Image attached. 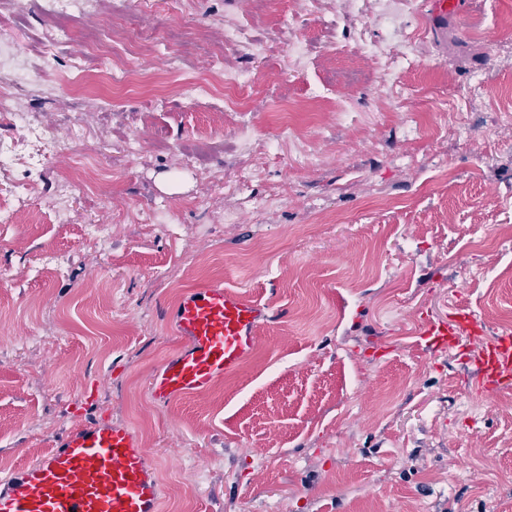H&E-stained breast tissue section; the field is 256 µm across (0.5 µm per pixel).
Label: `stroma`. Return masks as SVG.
Returning <instances> with one entry per match:
<instances>
[{
  "label": "stroma",
  "instance_id": "stroma-1",
  "mask_svg": "<svg viewBox=\"0 0 512 512\" xmlns=\"http://www.w3.org/2000/svg\"><path fill=\"white\" fill-rule=\"evenodd\" d=\"M252 2L84 0L63 36L41 0H0L31 123L0 119L16 158L0 169V476L94 413L136 430L163 512H512V394L471 399L458 355L415 344L420 312L460 294L512 326V125L484 140L512 109V0L441 30L427 0H270L258 46H225ZM171 28L201 46L177 74ZM387 45L413 62L381 83ZM219 49L257 86L245 112L179 92ZM76 54L83 92L62 80ZM477 83L450 138L436 90ZM32 167L33 204L16 191ZM212 284L274 319L238 374L154 404L148 380L179 344L164 311Z\"/></svg>",
  "mask_w": 512,
  "mask_h": 512
}]
</instances>
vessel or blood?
I'll return each instance as SVG.
<instances>
[{
  "mask_svg": "<svg viewBox=\"0 0 512 512\" xmlns=\"http://www.w3.org/2000/svg\"><path fill=\"white\" fill-rule=\"evenodd\" d=\"M165 318L180 345L149 378V397L159 404L203 395L240 371L272 313L216 284L188 290ZM417 336L433 352L462 355L472 398L512 392L511 328L488 330L471 305L459 304L444 318L420 316ZM0 512H161L158 469L130 426L87 418L35 463L0 477Z\"/></svg>",
  "mask_w": 512,
  "mask_h": 512,
  "instance_id": "obj_1",
  "label": "vessel or blood"
}]
</instances>
